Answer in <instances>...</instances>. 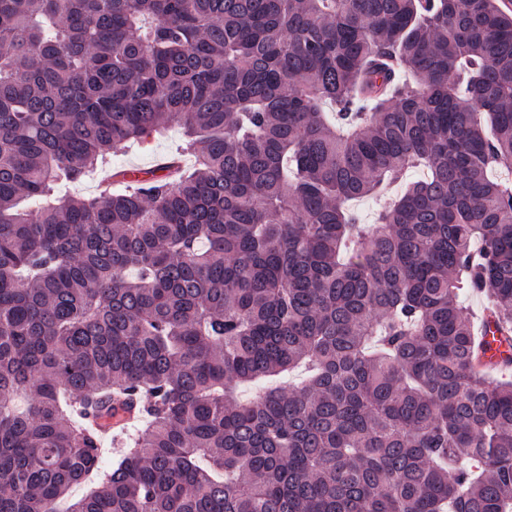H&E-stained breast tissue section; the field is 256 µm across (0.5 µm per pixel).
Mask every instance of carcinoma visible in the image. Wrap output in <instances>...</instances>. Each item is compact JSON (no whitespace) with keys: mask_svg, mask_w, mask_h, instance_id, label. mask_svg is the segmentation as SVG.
Segmentation results:
<instances>
[{"mask_svg":"<svg viewBox=\"0 0 512 512\" xmlns=\"http://www.w3.org/2000/svg\"><path fill=\"white\" fill-rule=\"evenodd\" d=\"M171 126L174 174L58 192ZM500 168L498 0H0V512H512L459 302L512 332ZM461 302L463 318L473 321L476 327L479 318L486 312L488 300L484 296L467 291L462 293Z\"/></svg>","mask_w":512,"mask_h":512,"instance_id":"1","label":"carcinoma"}]
</instances>
